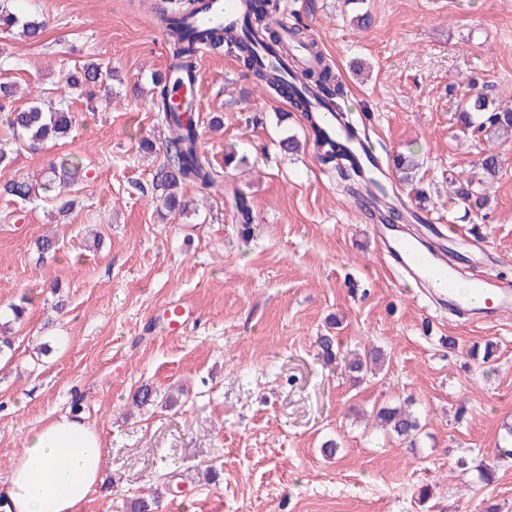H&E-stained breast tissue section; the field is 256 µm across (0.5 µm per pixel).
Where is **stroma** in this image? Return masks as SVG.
<instances>
[{"mask_svg":"<svg viewBox=\"0 0 512 512\" xmlns=\"http://www.w3.org/2000/svg\"><path fill=\"white\" fill-rule=\"evenodd\" d=\"M47 22L40 41L0 31V82L16 103H63L67 138L31 150L0 119V184L33 178L73 154L82 161L60 212L55 201L0 195V479L28 432L79 412L102 438V480L80 512H512V460L496 448L512 425V314L494 326L436 311L399 282L377 252L364 212L336 171L321 165L301 114L244 80L233 57L197 59L200 149L218 184L182 190L184 213L148 188L166 129L150 76L168 48L156 0H10ZM339 70L352 112L368 113L382 162L402 155L413 183L396 189L435 224L482 239L492 263L465 255L469 275L512 279V137L461 132L470 96L512 106V0H284ZM372 17L369 27L357 15ZM96 63L94 97L61 76ZM221 130H212V118ZM301 150L281 153L286 136ZM236 145L245 160L224 165ZM498 154L496 176L483 174ZM471 180L478 214L453 197ZM254 210L241 237L235 197ZM59 237L39 261L36 240ZM179 301L183 331L163 314ZM24 304L13 322L11 305ZM340 351L375 347L376 374L353 380L325 362L319 336ZM492 343V371L471 358ZM149 387L168 405L138 409ZM411 399L416 449L373 428L372 410ZM496 461L493 482L458 457ZM428 499H420L422 487Z\"/></svg>","mask_w":512,"mask_h":512,"instance_id":"obj_1","label":"stroma"}]
</instances>
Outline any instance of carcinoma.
Wrapping results in <instances>:
<instances>
[{"label":"carcinoma","instance_id":"obj_1","mask_svg":"<svg viewBox=\"0 0 512 512\" xmlns=\"http://www.w3.org/2000/svg\"><path fill=\"white\" fill-rule=\"evenodd\" d=\"M201 0H163L159 7L158 18L165 25L169 38L167 43L174 60L186 71L195 68L200 49L226 48L242 62L253 74V82L288 99L298 112L305 113L309 123L308 139L313 141L317 159L324 165L337 167L344 161L343 144L331 139L319 127V122L311 118V102L306 92L315 88L323 95V103L332 105L338 112L343 125L355 127L351 113L347 112L340 74L333 65L321 68H302L288 71V80L275 75L277 67L269 65V58L263 50L273 51V47L282 43L273 21L280 14V0H250L249 15L243 26L236 28H205L200 31L187 26V20L200 10ZM45 21L32 16H19L11 12L6 3L0 4V29L7 32L12 29L26 39L37 41L45 31ZM288 45L291 47L313 48L316 42L311 38L309 27L294 22L288 29ZM100 67L89 64L82 68L78 76L67 79L70 85L84 88L88 97H93L100 81ZM14 96V85L0 83V112L6 113V121L12 131L26 139L31 145L48 139H61L69 135L73 126V116L62 106L42 108L39 102L23 109L10 106ZM153 106L160 115L161 122L167 128L168 136L163 143L164 160L156 173L154 190L160 192L163 205L170 211L184 210L178 190L184 184H194L208 188L215 182V173L198 146V123L194 113L176 110L168 91L167 81L158 78L154 91ZM458 121L465 130L482 132L488 130L495 135L512 134V108L489 109L483 96L469 100L459 111ZM350 174L345 176L348 189L357 203L365 205L366 200H374L389 195L387 187L371 174L363 172L354 165H348ZM82 166L79 158L66 156L51 164L44 190H57L61 196L77 182ZM39 186L19 179L3 186V192L21 201H30L38 194ZM235 209L241 226V235L250 232L253 221V209L244 196L235 199ZM377 419L389 434L409 443L415 439L421 426L417 416L398 407L384 406L377 411Z\"/></svg>","mask_w":512,"mask_h":512}]
</instances>
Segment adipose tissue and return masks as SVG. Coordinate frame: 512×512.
<instances>
[{
    "label": "adipose tissue",
    "mask_w": 512,
    "mask_h": 512,
    "mask_svg": "<svg viewBox=\"0 0 512 512\" xmlns=\"http://www.w3.org/2000/svg\"><path fill=\"white\" fill-rule=\"evenodd\" d=\"M103 448L83 419L62 416L32 429L0 496L14 512H78L101 480Z\"/></svg>",
    "instance_id": "adipose-tissue-1"
}]
</instances>
